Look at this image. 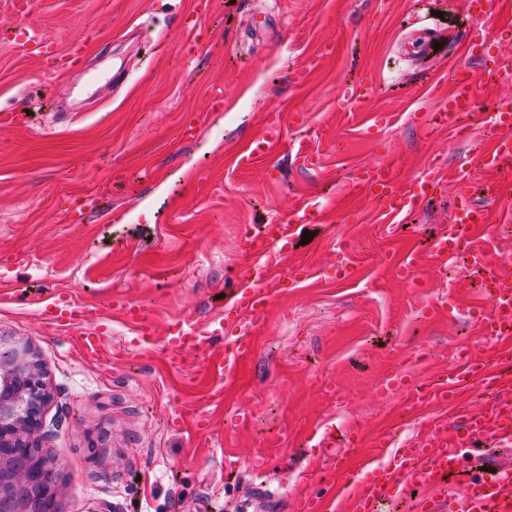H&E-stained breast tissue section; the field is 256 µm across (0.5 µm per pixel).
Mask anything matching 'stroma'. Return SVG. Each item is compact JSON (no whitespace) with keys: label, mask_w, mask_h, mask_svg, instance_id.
I'll return each mask as SVG.
<instances>
[{"label":"stroma","mask_w":512,"mask_h":512,"mask_svg":"<svg viewBox=\"0 0 512 512\" xmlns=\"http://www.w3.org/2000/svg\"><path fill=\"white\" fill-rule=\"evenodd\" d=\"M412 10L444 36L470 24L465 0H390L383 14L374 0H32L20 19L0 0V27L21 23L62 49L83 27L98 31L86 59L62 73L0 44V111L20 115L0 131V338L29 343L45 363L54 397L41 448L56 464L57 512H240L259 484L271 492L267 512H293L334 475L328 451L305 438L311 422L332 413L337 433L368 437L393 422L399 402L375 386L406 352L427 348L440 366L449 343L478 342L470 301L452 321L420 312L466 263L421 261L417 288L387 265L404 249L425 252L450 224L452 184L403 224L380 223L350 187L355 167L379 160L402 182L432 155L452 171L490 137L480 113L466 137L429 138L406 118L409 105L427 111L420 92L448 59L444 47L428 61L399 53ZM297 69L308 72L300 87ZM371 76L379 88L365 111L338 101L342 84ZM215 89L220 112L207 109ZM273 110L308 122L251 169L235 168ZM371 112L397 116L377 142L366 133ZM186 122L199 126L190 142L177 137ZM300 135L319 166L290 154ZM90 190L101 210L74 221ZM304 200L331 209L296 228L311 242L273 261L255 351L225 388L196 357L177 364L160 341L137 348L120 312L107 323L110 350L95 358L31 306L56 290L87 301L119 293L158 326L203 323L248 269L242 227L288 221ZM341 260L352 280L321 276ZM297 265L310 275L293 287L286 275ZM332 383L346 412L335 411ZM239 408L247 421L235 419Z\"/></svg>","instance_id":"stroma-1"}]
</instances>
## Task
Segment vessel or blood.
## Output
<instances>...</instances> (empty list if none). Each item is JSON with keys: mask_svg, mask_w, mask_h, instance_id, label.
Wrapping results in <instances>:
<instances>
[{"mask_svg": "<svg viewBox=\"0 0 512 512\" xmlns=\"http://www.w3.org/2000/svg\"><path fill=\"white\" fill-rule=\"evenodd\" d=\"M474 20L458 42L457 52L448 58V68L456 74L455 83L424 120L426 134L462 132L464 116L480 111L481 96L503 83L506 73L489 41L492 36L485 22L491 15V0H468ZM94 38L93 29L58 49L31 34L23 42L45 67L61 63L76 66L87 54ZM372 82L340 89L341 100L361 109L368 103ZM491 116L493 136L475 159L474 166H459L452 175L456 187L452 221L430 244L429 258L437 266H447L459 247L474 253V266L483 269L482 285L471 276L454 279L449 294L424 302L423 315L443 314L455 319L457 300L474 297L470 314L480 337L490 343L491 354L475 355L473 346L451 344L450 365L437 369L430 380L417 381L413 370L430 358L427 349L407 353L399 368L386 373L378 382L380 397L401 394L407 410L420 411L422 435L399 441L392 429L376 432L369 440L371 450L362 455L342 451L332 461L336 484L330 495L305 496L300 512H381L390 489L406 483L423 489L416 512H512V464L501 463L486 446H512V275L476 251V238L495 224L512 222V189H503L496 210L472 203V167L495 175L512 169V96L499 98ZM281 113L272 112L260 133L237 153L239 167H250L267 155L284 138ZM354 188L379 206L384 222L397 223L413 214L433 197L440 183L439 163L430 160L412 177L406 190L397 187V174L385 162L357 167L352 175ZM317 207L302 203L292 209V224L265 225L261 236L251 243L253 271L265 275L270 253L288 254L293 241V223L316 216ZM389 268L409 287H416V256L405 252L390 259ZM270 294L253 281H245L228 296L224 308L213 315L208 330L175 319L165 329L145 319L138 305L119 296L96 301L81 299L75 292L55 295L40 311L43 319L63 331H79L87 351L99 353L109 348L111 339L104 327L111 311L123 313L139 336L163 335L173 351H189L203 356L213 380L223 383L235 378L243 362L255 349L258 322L268 309ZM233 323L235 334L225 344H217L226 323ZM487 394L482 410H474L465 398L472 391ZM467 478L463 492L449 491L450 477Z\"/></svg>", "mask_w": 512, "mask_h": 512, "instance_id": "b4317fda", "label": "vessel or blood"}]
</instances>
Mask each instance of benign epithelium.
<instances>
[{
    "label": "benign epithelium",
    "instance_id": "obj_1",
    "mask_svg": "<svg viewBox=\"0 0 512 512\" xmlns=\"http://www.w3.org/2000/svg\"><path fill=\"white\" fill-rule=\"evenodd\" d=\"M49 398L44 366L32 348L0 342V504L12 502L10 512H33L20 491L36 473H53V459L38 445Z\"/></svg>",
    "mask_w": 512,
    "mask_h": 512
}]
</instances>
